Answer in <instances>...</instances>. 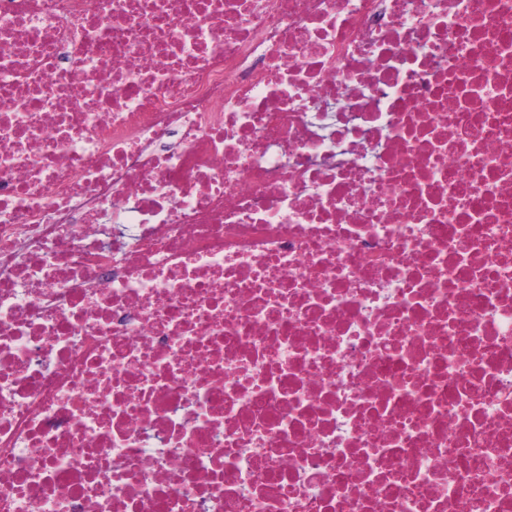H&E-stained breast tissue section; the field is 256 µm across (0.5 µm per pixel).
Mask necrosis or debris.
I'll return each mask as SVG.
<instances>
[{
	"label": "necrosis or debris",
	"mask_w": 512,
	"mask_h": 512,
	"mask_svg": "<svg viewBox=\"0 0 512 512\" xmlns=\"http://www.w3.org/2000/svg\"><path fill=\"white\" fill-rule=\"evenodd\" d=\"M0 512H512V0H0Z\"/></svg>",
	"instance_id": "necrosis-or-debris-1"
}]
</instances>
